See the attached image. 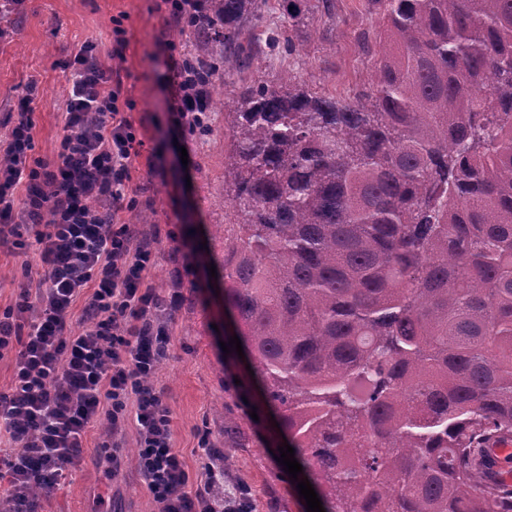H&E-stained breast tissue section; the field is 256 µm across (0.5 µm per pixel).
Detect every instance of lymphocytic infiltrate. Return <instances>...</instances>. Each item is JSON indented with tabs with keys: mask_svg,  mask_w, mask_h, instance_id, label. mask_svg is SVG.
Here are the masks:
<instances>
[{
	"mask_svg": "<svg viewBox=\"0 0 512 512\" xmlns=\"http://www.w3.org/2000/svg\"><path fill=\"white\" fill-rule=\"evenodd\" d=\"M171 112L180 129L208 123L209 87L192 58L175 68ZM64 134L53 163L34 158L29 84L7 134L0 165V241L35 227L41 271L0 311V357L12 355L9 392H0V512H37L33 490L58 484L81 457L89 428L106 422L113 472L122 439L135 431L137 466L160 512H254L245 485L227 491L221 449L208 438L207 462L190 478L172 446L171 411L152 380L171 347L165 314L177 309L188 264L175 266V288L148 282L154 238L121 223L136 199L127 192L136 136L121 79L91 45L76 52ZM24 190L22 207L13 193ZM81 327L71 331L72 319Z\"/></svg>",
	"mask_w": 512,
	"mask_h": 512,
	"instance_id": "obj_1",
	"label": "lymphocytic infiltrate"
}]
</instances>
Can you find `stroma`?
<instances>
[{
  "mask_svg": "<svg viewBox=\"0 0 512 512\" xmlns=\"http://www.w3.org/2000/svg\"><path fill=\"white\" fill-rule=\"evenodd\" d=\"M160 0H25L20 11L0 15V133L12 112L37 81L33 139L36 158L53 162L62 138V114L70 93L64 66L83 44L117 70L127 117L140 143L130 167L129 189L137 199L135 212H122L124 222H136L141 233L158 242L157 261L148 275L157 291H167L174 250L185 252L192 265L184 282L181 306L167 314L172 336L168 357L155 377L172 412V445L191 475L206 459L198 447L208 436L232 464L235 480L250 486L256 512H307L295 483L289 482L278 457L283 443L276 418L265 405L260 387L247 369V359L224 352L229 318L224 311V280L212 277L210 264L224 253L221 239L206 231L224 221V116L212 110L205 129L176 137L170 125L175 87L171 59L193 53L192 33L166 23ZM308 25L298 32L294 52L268 47L271 38L288 35V20L277 0H268L261 27L243 32L242 40L265 43L258 66L234 75L223 87L232 95L236 85L279 72L297 71L319 92L348 96L368 87L373 59L358 38L376 36L378 21L368 0H332L323 6L311 0ZM195 160L184 168L181 152ZM26 252L0 248V309L13 303L26 264H37L34 234H27ZM245 418L248 448L224 445V408ZM103 424L87 434L81 459L40 504L44 512H158L136 466L137 439L127 434L120 453L124 464L113 473L103 448Z\"/></svg>",
  "mask_w": 512,
  "mask_h": 512,
  "instance_id": "1",
  "label": "stroma"
}]
</instances>
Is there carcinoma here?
I'll return each instance as SVG.
<instances>
[{"label":"carcinoma","mask_w":512,"mask_h":512,"mask_svg":"<svg viewBox=\"0 0 512 512\" xmlns=\"http://www.w3.org/2000/svg\"><path fill=\"white\" fill-rule=\"evenodd\" d=\"M268 0H206L208 80ZM368 90L292 72L224 109V310L324 512H512V0H370ZM288 31L307 0H278ZM224 443H249L224 411Z\"/></svg>","instance_id":"cac0c4a2"}]
</instances>
